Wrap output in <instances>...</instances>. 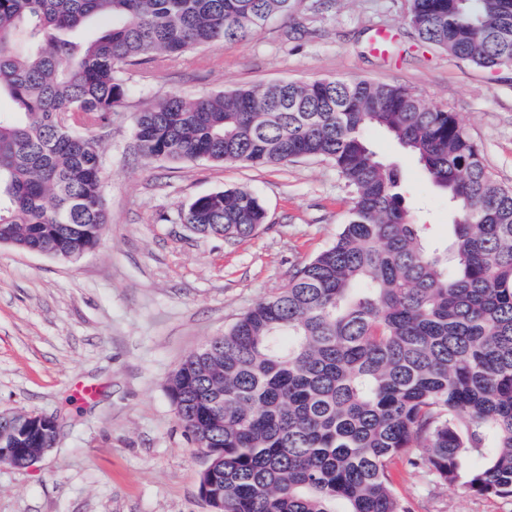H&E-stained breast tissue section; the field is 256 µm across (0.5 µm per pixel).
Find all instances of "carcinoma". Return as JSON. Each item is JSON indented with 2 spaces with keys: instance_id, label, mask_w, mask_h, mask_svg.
I'll return each instance as SVG.
<instances>
[{
  "instance_id": "carcinoma-1",
  "label": "carcinoma",
  "mask_w": 512,
  "mask_h": 512,
  "mask_svg": "<svg viewBox=\"0 0 512 512\" xmlns=\"http://www.w3.org/2000/svg\"><path fill=\"white\" fill-rule=\"evenodd\" d=\"M293 0H0V244L73 261L107 224L92 129L126 96L123 71L240 42ZM107 25L79 37L86 24ZM425 43L493 70L512 65V0H411ZM416 158L455 212L442 247L412 221L398 169L366 134ZM148 160L250 166L334 163L346 224L281 293L258 301L171 373L177 420L209 462L200 492L220 512H409L402 460L437 482L512 497V186L498 183L446 106L350 79L283 81L139 112ZM182 223L242 240L265 223L257 195L193 200ZM51 428L0 449L28 467Z\"/></svg>"
}]
</instances>
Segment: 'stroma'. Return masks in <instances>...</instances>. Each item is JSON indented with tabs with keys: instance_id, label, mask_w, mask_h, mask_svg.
Segmentation results:
<instances>
[{
	"instance_id": "stroma-1",
	"label": "stroma",
	"mask_w": 512,
	"mask_h": 512,
	"mask_svg": "<svg viewBox=\"0 0 512 512\" xmlns=\"http://www.w3.org/2000/svg\"><path fill=\"white\" fill-rule=\"evenodd\" d=\"M409 0H295L247 41L159 57L123 75L128 95L96 136L109 222L74 262L0 245V412L55 418L54 447L33 466L0 465V512H210L207 464L167 397L169 375L258 300L287 288L345 224L350 193L334 164L250 167L146 160L136 115L154 99H188L279 80L364 79L456 112L495 180L512 186V66L489 70L423 43ZM387 55L373 51L378 32ZM397 166L428 239L453 214L416 160L370 131ZM227 188L256 193L266 220L251 237L192 233L182 209ZM411 512H512V499L428 482L396 464Z\"/></svg>"
}]
</instances>
